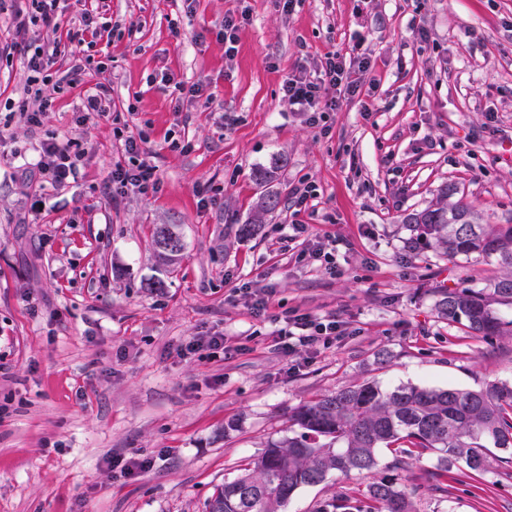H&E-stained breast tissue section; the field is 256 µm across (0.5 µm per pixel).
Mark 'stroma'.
Wrapping results in <instances>:
<instances>
[{
    "instance_id": "1",
    "label": "stroma",
    "mask_w": 512,
    "mask_h": 512,
    "mask_svg": "<svg viewBox=\"0 0 512 512\" xmlns=\"http://www.w3.org/2000/svg\"><path fill=\"white\" fill-rule=\"evenodd\" d=\"M115 28L96 45L112 117L78 122L71 88L51 89L40 128L0 140V512H205L214 485L287 436L312 397L360 378L392 388H477L512 381V338L487 342L437 317L439 289L481 283L494 268L403 247L404 215L443 183L489 224L512 219V0H100ZM240 25L233 52L217 36ZM0 7V97L26 78L32 31ZM182 36L173 38L170 22ZM371 61L361 92L311 121L281 87L296 63L327 53ZM202 85L176 101L163 75ZM142 136L161 185L113 191L122 139ZM85 150L75 182L30 180L40 141ZM188 141L185 152L171 141ZM282 157L279 210L237 240L258 196L256 167ZM314 185L305 205L296 192ZM305 234L290 238L294 222ZM176 225L185 249L156 255L152 230ZM336 249L329 272L308 254ZM160 289H151L154 281ZM277 313L336 316L345 332L286 357L244 290ZM220 334L224 349L189 351ZM390 351L378 364L375 354ZM145 466L128 471L131 459ZM426 453L402 479L415 512H512V451L472 476L438 474ZM372 475L301 488L284 512H364Z\"/></svg>"
}]
</instances>
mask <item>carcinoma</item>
Instances as JSON below:
<instances>
[{"label": "carcinoma", "mask_w": 512, "mask_h": 512, "mask_svg": "<svg viewBox=\"0 0 512 512\" xmlns=\"http://www.w3.org/2000/svg\"><path fill=\"white\" fill-rule=\"evenodd\" d=\"M285 159L258 167L253 178L262 187L274 181ZM458 189L445 184L434 204L407 214L404 247L417 254L435 247L455 258L474 257L507 270L490 275L480 288L462 287L439 293L437 317L465 326L472 335L490 339L512 335V224H483ZM281 205L278 193L262 195L253 213L238 225L236 236H258L266 217ZM163 230L153 229L160 260L180 255L164 245ZM292 434L270 441L246 460L241 473L216 487L206 512H280L301 488L319 485L333 473H370L379 466L383 448L395 454L393 467L432 452L439 475L464 463L476 475L488 470L490 449L512 448V383L489 381L478 389L430 388L407 384L393 389L362 381L324 393L291 415ZM364 496L366 512H413L404 483L383 477L370 483Z\"/></svg>", "instance_id": "obj_1"}]
</instances>
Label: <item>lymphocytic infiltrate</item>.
<instances>
[{"mask_svg": "<svg viewBox=\"0 0 512 512\" xmlns=\"http://www.w3.org/2000/svg\"><path fill=\"white\" fill-rule=\"evenodd\" d=\"M24 10L16 12V26L34 25L50 29L58 34L59 39L50 45L36 46L28 56L26 70L28 75L19 98L9 100L10 118L16 119L31 127L41 126L47 112L54 108V100L47 95L45 87L52 78L49 67L51 61L68 51L72 65L60 76V83L68 87H82L83 92L75 106L79 120L103 118L111 112L110 89L98 83L91 88H83L82 83L87 74L101 70L102 62L96 61L92 50L95 42L110 32L106 23H98L97 11L87 8V0H76L81 9L77 18H66L58 13V0H25ZM369 70L368 61H359L356 68H346L340 55L327 54L316 79L310 80L299 74H291L285 79L282 91L289 103L305 112L335 109L337 101L332 98V90L345 89L348 94L360 91L365 75ZM124 150L131 162L128 166H119L112 170V184L122 187L129 186L139 194L157 193L160 180L155 166L141 161L145 148L134 136H127ZM39 159L34 165L33 174L40 180L41 187L59 189L74 181L79 171V163L83 157L80 150L56 140L43 141L38 149ZM269 295L255 296L251 308L256 316H270L275 325L273 331L277 336V345L285 355L299 351H309L326 346L335 341L340 323L335 317H315L307 313L285 315L270 314Z\"/></svg>", "mask_w": 512, "mask_h": 512, "instance_id": "lymphocytic-infiltrate-1", "label": "lymphocytic infiltrate"}]
</instances>
